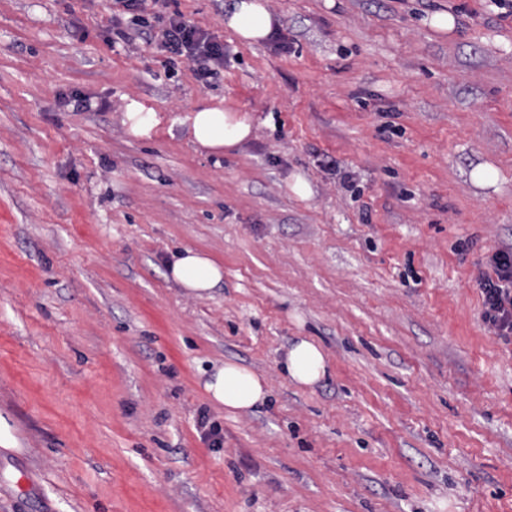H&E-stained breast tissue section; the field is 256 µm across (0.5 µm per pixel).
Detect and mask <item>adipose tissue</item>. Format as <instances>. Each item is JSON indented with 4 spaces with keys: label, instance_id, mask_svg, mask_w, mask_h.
<instances>
[{
    "label": "adipose tissue",
    "instance_id": "adipose-tissue-1",
    "mask_svg": "<svg viewBox=\"0 0 512 512\" xmlns=\"http://www.w3.org/2000/svg\"><path fill=\"white\" fill-rule=\"evenodd\" d=\"M224 24L250 43L265 41L275 29L264 0H235ZM174 124L185 130L194 145L216 154L239 148L250 138L253 128L249 114L220 102L193 106ZM169 277L188 294L203 297L222 282L224 270L209 254L187 247L171 263ZM284 368L291 383L311 387L326 377L328 362L318 344L302 338L287 349ZM203 388L213 405L234 415L253 412L270 396L263 377L234 361L214 364Z\"/></svg>",
    "mask_w": 512,
    "mask_h": 512
}]
</instances>
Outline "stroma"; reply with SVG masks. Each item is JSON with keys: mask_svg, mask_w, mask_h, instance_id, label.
I'll return each mask as SVG.
<instances>
[{"mask_svg": "<svg viewBox=\"0 0 512 512\" xmlns=\"http://www.w3.org/2000/svg\"><path fill=\"white\" fill-rule=\"evenodd\" d=\"M233 3L167 0L224 46L204 84L118 42L111 0H0V512H512V344L479 286L512 244V17L267 0L250 45ZM214 97L253 119L238 152L123 123ZM185 247L224 267L208 296L167 277ZM301 337L311 388L283 372ZM223 360L266 406L208 401ZM232 10L224 16V25L248 43L268 39L275 29L272 14L261 0H234ZM124 125L128 133L136 138H150L161 124L158 112L146 107L143 103L131 100L124 112ZM284 368L291 383L300 387H313L326 377L328 362L318 344L300 338L287 349ZM203 388L213 405L233 415L253 412L270 396L263 377L234 361L215 363Z\"/></svg>", "mask_w": 512, "mask_h": 512, "instance_id": "35a3bbf8", "label": "stroma"}]
</instances>
